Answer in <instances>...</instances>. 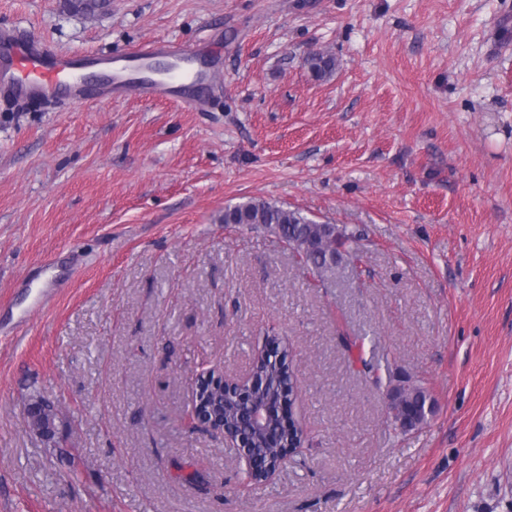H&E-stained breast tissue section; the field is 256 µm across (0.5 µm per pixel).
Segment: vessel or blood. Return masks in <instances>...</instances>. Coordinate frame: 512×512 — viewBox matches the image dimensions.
Segmentation results:
<instances>
[{"label":"vessel or blood","mask_w":512,"mask_h":512,"mask_svg":"<svg viewBox=\"0 0 512 512\" xmlns=\"http://www.w3.org/2000/svg\"><path fill=\"white\" fill-rule=\"evenodd\" d=\"M190 54L181 45L158 42L112 55H73L49 49L27 34L0 28V99L63 105L105 92L191 99L209 85L212 67L197 61L191 77L181 69Z\"/></svg>","instance_id":"b4317fda"}]
</instances>
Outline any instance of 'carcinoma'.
<instances>
[{
	"mask_svg": "<svg viewBox=\"0 0 512 512\" xmlns=\"http://www.w3.org/2000/svg\"><path fill=\"white\" fill-rule=\"evenodd\" d=\"M305 63L317 78H323L335 68V60L330 55L313 53ZM226 224H263L286 244L289 250L299 256L301 262L319 276H333L346 264L358 261L360 241L363 233L349 231L335 224L317 223L297 210L271 204L265 201L250 200L228 206L224 209ZM336 243V252L341 261L325 263L324 248L328 243ZM287 349L281 346L276 337L267 339L265 349L254 360V373L266 382L265 388L255 392L259 402L285 400L292 402V369L287 364ZM415 410V423L422 424L428 416L426 411L428 395L419 391L409 396ZM246 404L235 396L224 393V423L236 428L245 425ZM57 413L51 409L50 401L38 396L28 403L27 422L29 427L41 437L50 440L54 437Z\"/></svg>",
	"mask_w": 512,
	"mask_h": 512,
	"instance_id": "carcinoma-1",
	"label": "carcinoma"
}]
</instances>
